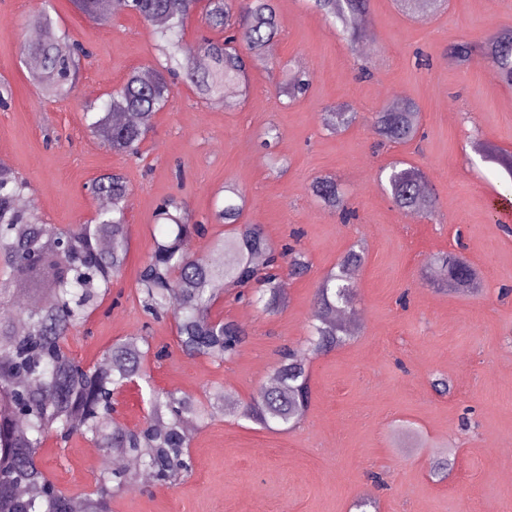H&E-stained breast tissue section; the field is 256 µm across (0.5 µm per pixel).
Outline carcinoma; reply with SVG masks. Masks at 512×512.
Returning <instances> with one entry per match:
<instances>
[{
    "label": "carcinoma",
    "instance_id": "1",
    "mask_svg": "<svg viewBox=\"0 0 512 512\" xmlns=\"http://www.w3.org/2000/svg\"><path fill=\"white\" fill-rule=\"evenodd\" d=\"M75 9L94 21L112 17V0H71ZM325 18L342 26L351 43L359 41L357 26L368 15L369 0H313ZM128 10L155 28L157 50L166 64L132 69L120 86L98 104L83 109L87 130L112 153L137 157L152 130L153 119L171 94L169 77L181 76L202 100H226L249 93L252 67L269 62L279 20L274 0H125ZM199 13L206 29L193 45L183 42L185 28ZM40 38L23 47L30 80L46 99H64L75 87L82 61L89 51L80 47L44 7L28 18ZM448 57L465 63L474 58L490 64L500 79L512 85V30L490 37L483 45L467 41L448 47ZM309 80L295 76L284 92L304 94ZM357 113L333 112L327 129L336 132L355 122ZM382 144L406 145L420 131L413 102L385 108L371 116ZM390 196L404 211L436 214L437 200L423 173L394 164L388 177ZM90 192L110 200L89 224H47L22 203L28 182L0 166V305L23 285L43 297L38 308L0 311V512H72L74 497L60 489L42 469L39 455L49 436L66 443L80 436L94 447L119 452L141 462L153 481L177 485L191 470L190 436L218 414H230L266 429L287 430L303 416L310 399L304 356L283 354L275 383L248 403H238L215 388L202 395L182 390L154 389L148 417L134 427L116 425L112 395L148 375V358L160 359L148 336L119 339L92 364L75 357L68 337L83 327L111 294L123 273L129 252L127 211L132 189L126 177L109 173L93 179ZM312 193L335 211L342 223L354 217L336 180L317 177ZM245 196L231 184L216 198L214 221L229 226L209 240L207 252L194 251L195 238L207 227L193 218L186 202L174 195L159 201L155 221L164 227L139 268L136 285L143 313L157 320L171 315L183 353L222 363L246 343L245 330L214 313L224 294L256 286L266 313L285 306L287 278L309 269L302 250L291 244L274 246L256 224H241ZM103 239L110 246L100 245ZM263 258L258 264L255 258ZM363 250H350L326 273L315 294L312 314V352L322 354L345 343L353 331L339 319L356 314L355 272L363 264ZM437 268L448 289L465 293L477 283L475 268L455 252L439 258ZM133 474L105 468L94 487L80 495L82 512H111L112 498L132 484Z\"/></svg>",
    "mask_w": 512,
    "mask_h": 512
}]
</instances>
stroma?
I'll return each mask as SVG.
<instances>
[{
  "label": "stroma",
  "mask_w": 512,
  "mask_h": 512,
  "mask_svg": "<svg viewBox=\"0 0 512 512\" xmlns=\"http://www.w3.org/2000/svg\"><path fill=\"white\" fill-rule=\"evenodd\" d=\"M52 16L90 51L66 100L41 99L21 61L29 40L21 23L39 0H0V82L12 97L0 107V159L30 183V198L51 224H82L96 212L87 185L112 171L132 186L127 265L102 307L68 347L90 363L113 341L148 335L166 355L150 361L154 387L194 394L224 389L249 402L265 388L282 350L306 348L312 303L324 274L354 245L365 262L358 276L356 335L307 363L311 400L290 430H267L217 416L195 431L193 470L173 488L127 487L112 512H512V233L498 224L494 200L512 196V175L496 158L512 153V86L482 61L450 62L456 41L483 44L512 30V0H442L412 12L401 0H370L352 50L311 0H276L280 30L272 67L249 73L250 93L233 109L200 99L178 82L154 118L142 159L113 154L83 121L85 103L104 99L133 68L159 63L151 26L121 9L95 22L71 0H52ZM305 73L306 94L279 92L285 71ZM405 91L419 107L420 141L375 149L369 123L330 132L323 117L346 104L363 115ZM281 137L272 172L260 134ZM403 159L425 173L437 200L434 218L399 209L380 182ZM333 176L356 213L353 223L309 190ZM236 184L246 196L242 223L261 226L275 244L300 231L310 268L288 281V304L269 316L225 297L221 317L248 340L223 364L179 348L172 317L147 318L136 292L141 263L165 196L183 198L196 218L210 214L216 192ZM462 253L476 269L478 294L440 290L432 260ZM449 381L439 393L436 379ZM88 442L48 441L43 469L72 493L97 475L82 450ZM454 450L447 478L431 459Z\"/></svg>",
  "instance_id": "obj_1"
}]
</instances>
